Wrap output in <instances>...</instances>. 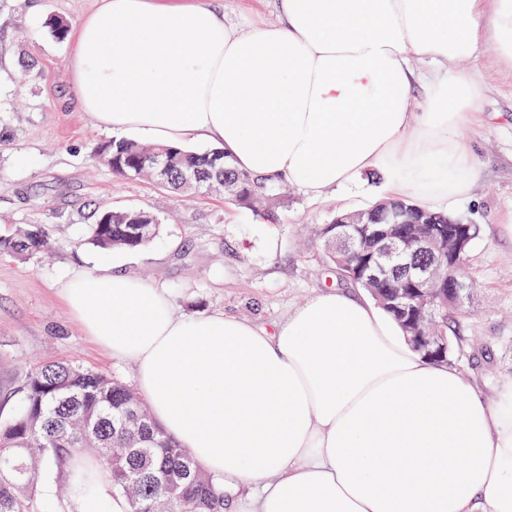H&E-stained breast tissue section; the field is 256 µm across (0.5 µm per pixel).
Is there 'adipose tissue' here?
Returning <instances> with one entry per match:
<instances>
[{"label":"adipose tissue","instance_id":"obj_1","mask_svg":"<svg viewBox=\"0 0 512 512\" xmlns=\"http://www.w3.org/2000/svg\"><path fill=\"white\" fill-rule=\"evenodd\" d=\"M278 7L280 24L234 31L209 0H98L70 59L79 103L118 133L220 143L313 197L370 173L426 203L469 190L458 132L482 89L448 64L484 46L512 68V0ZM63 295L199 468L254 490L251 512H512V383L490 396L426 360L372 300L327 288L265 329L179 314L105 268ZM110 483L73 489L72 512H130Z\"/></svg>","mask_w":512,"mask_h":512}]
</instances>
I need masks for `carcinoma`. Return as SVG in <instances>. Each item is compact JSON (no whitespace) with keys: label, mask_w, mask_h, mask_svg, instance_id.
<instances>
[{"label":"carcinoma","mask_w":512,"mask_h":512,"mask_svg":"<svg viewBox=\"0 0 512 512\" xmlns=\"http://www.w3.org/2000/svg\"><path fill=\"white\" fill-rule=\"evenodd\" d=\"M159 148L131 140H112L101 153L112 158V172L118 177L134 178L152 174L141 165L144 155ZM171 151V173L166 186L186 195L196 189L181 181V172L190 168L203 170L202 189L219 188L231 201L246 209L278 204L275 183L237 169L229 158L219 161L223 150L215 148L199 153L185 146L165 145ZM391 203L406 212L403 258L416 265L436 261L437 255L414 246L421 231L448 229V215L421 208L407 199ZM109 223H102L104 215ZM344 217L339 212L317 234L322 242L324 261L337 275L350 279L348 269L359 265L364 253L379 245L373 232L380 224H351L354 244L347 245L336 234V224ZM161 230L156 216L137 209L101 211L89 226V241L105 252L141 248ZM50 229L26 226L10 237L0 238V255L29 259L45 250ZM410 284L404 272L376 285L374 301L392 314L387 296ZM461 307L439 308L431 329L447 336L456 329ZM94 449L95 466L112 477V491L125 496L131 512H228L237 497L224 491L216 478L195 469L180 484V496L169 498L165 481L175 478L183 462L192 459L156 424L144 402L127 386L112 376L88 370L65 361H50L31 372L21 412L0 425V512H39L36 478L41 466L50 464L55 478L68 484L66 464L87 456Z\"/></svg>","instance_id":"obj_1"}]
</instances>
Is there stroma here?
I'll list each match as a JSON object with an SVG mask.
<instances>
[{
    "instance_id": "35a3bbf8",
    "label": "stroma",
    "mask_w": 512,
    "mask_h": 512,
    "mask_svg": "<svg viewBox=\"0 0 512 512\" xmlns=\"http://www.w3.org/2000/svg\"><path fill=\"white\" fill-rule=\"evenodd\" d=\"M238 29L277 24L275 0H220ZM96 0H0V236L44 225L49 254L0 256V423L21 410L38 365L64 359L132 384L131 363L113 359L75 322L60 295L72 276L100 266L163 288L185 314L219 311L264 327L332 284L311 230L337 212L385 197L380 176L362 188L318 198L281 187L274 221L216 193L178 196L151 180H124L99 159L115 132L82 111L75 94L71 39H55L48 15L77 26ZM482 86L477 113L460 135L473 148L480 176L471 193L438 209L480 228L469 251L473 281L461 334L468 349L490 357L470 370L487 392L512 381V68L487 49L461 61ZM106 207L160 218V234L133 251L104 252L86 229Z\"/></svg>"
}]
</instances>
